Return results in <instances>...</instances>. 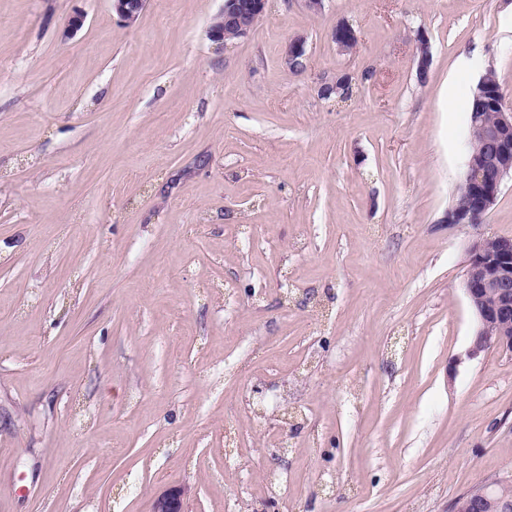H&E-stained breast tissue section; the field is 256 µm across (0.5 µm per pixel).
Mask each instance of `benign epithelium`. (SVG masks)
<instances>
[{
  "mask_svg": "<svg viewBox=\"0 0 512 512\" xmlns=\"http://www.w3.org/2000/svg\"><path fill=\"white\" fill-rule=\"evenodd\" d=\"M147 0H112V9L127 24L136 22L146 8ZM267 9V0H224L220 13L208 31L215 42L224 41V24L240 20L250 14L259 20ZM333 41L341 53H347L357 43V32L347 22L338 24ZM305 53L304 41L295 39L288 45L287 64L294 68L300 64ZM418 71L428 72L431 63L429 44L426 38L418 40L415 48ZM487 78L478 84L480 106L471 113V125L484 121V109L494 108L495 123L486 131L480 147L468 155L463 178L470 187L464 202L449 208L444 223L480 224L492 208L501 190L504 177L512 175V105L490 86ZM463 290L476 318V331L466 351V356L476 358L495 350L512 358V336L505 334L512 322V238L478 237L471 241L467 250L464 268ZM185 490L173 487L160 494L153 504L152 512H186ZM469 498V512H485L496 508L498 512H512V501L499 498L497 487L486 484L465 493Z\"/></svg>",
  "mask_w": 512,
  "mask_h": 512,
  "instance_id": "7a95c632",
  "label": "benign epithelium"
}]
</instances>
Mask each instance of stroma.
<instances>
[{
    "label": "stroma",
    "mask_w": 512,
    "mask_h": 512,
    "mask_svg": "<svg viewBox=\"0 0 512 512\" xmlns=\"http://www.w3.org/2000/svg\"><path fill=\"white\" fill-rule=\"evenodd\" d=\"M223 4L0 0V512L174 486L187 512H451L512 483V359L466 358L462 290L471 239L512 238V177L443 222L477 83L512 103V0H270L227 44ZM147 0H112V9L127 24L136 22L146 8Z\"/></svg>",
    "instance_id": "1"
}]
</instances>
